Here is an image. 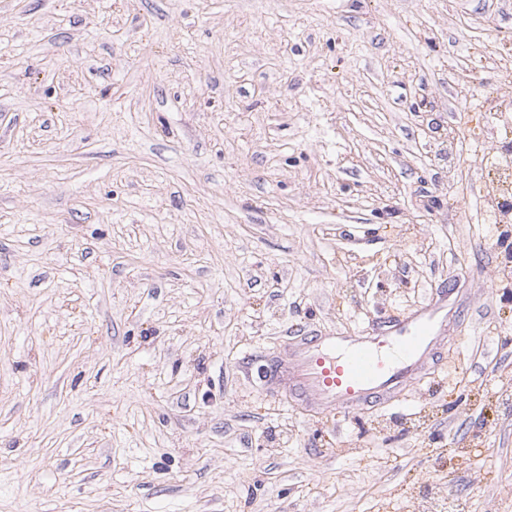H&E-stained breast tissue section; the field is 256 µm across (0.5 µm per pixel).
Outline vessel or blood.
Listing matches in <instances>:
<instances>
[{
    "mask_svg": "<svg viewBox=\"0 0 512 512\" xmlns=\"http://www.w3.org/2000/svg\"><path fill=\"white\" fill-rule=\"evenodd\" d=\"M459 311L441 292L352 335L301 338L278 363L277 386L314 412H361L422 381Z\"/></svg>",
    "mask_w": 512,
    "mask_h": 512,
    "instance_id": "1",
    "label": "vessel or blood"
}]
</instances>
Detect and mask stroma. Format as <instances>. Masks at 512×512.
<instances>
[{
    "label": "stroma",
    "instance_id": "1",
    "mask_svg": "<svg viewBox=\"0 0 512 512\" xmlns=\"http://www.w3.org/2000/svg\"><path fill=\"white\" fill-rule=\"evenodd\" d=\"M507 71L512 0H0V512H512ZM448 287L391 405L261 379ZM489 163L495 167L497 173V186L494 189V200L490 208L492 215L497 220L511 221V199H512V166L510 154L507 159H501L495 155V150H490Z\"/></svg>",
    "mask_w": 512,
    "mask_h": 512
}]
</instances>
